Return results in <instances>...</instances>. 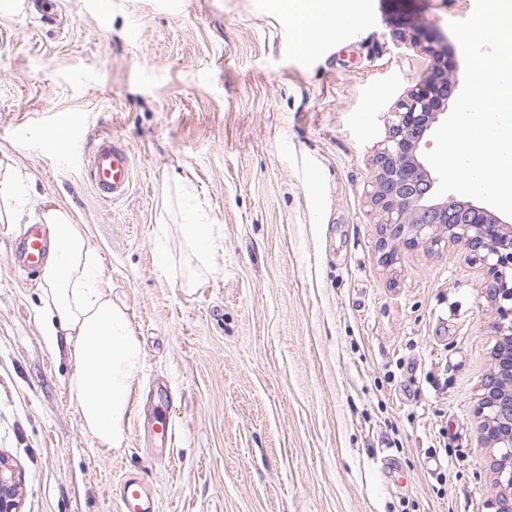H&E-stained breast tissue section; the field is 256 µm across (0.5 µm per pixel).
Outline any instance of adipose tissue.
Masks as SVG:
<instances>
[{"mask_svg":"<svg viewBox=\"0 0 512 512\" xmlns=\"http://www.w3.org/2000/svg\"><path fill=\"white\" fill-rule=\"evenodd\" d=\"M291 24L294 45L305 50L318 31L315 0H274ZM183 191L184 222L179 230L197 259L196 284L213 270L214 246L206 211L195 206L190 180H177ZM51 251L42 272L47 339L69 346V392L77 403L83 429L101 448L124 444L123 426L132 385L142 367V348L126 312L98 283L96 257L80 226L65 208L54 205L38 216Z\"/></svg>","mask_w":512,"mask_h":512,"instance_id":"ef3b65f1","label":"adipose tissue"}]
</instances>
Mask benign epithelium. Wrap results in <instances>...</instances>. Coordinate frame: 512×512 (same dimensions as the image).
Listing matches in <instances>:
<instances>
[{"mask_svg": "<svg viewBox=\"0 0 512 512\" xmlns=\"http://www.w3.org/2000/svg\"><path fill=\"white\" fill-rule=\"evenodd\" d=\"M448 64L405 92L390 111L375 154L370 197L379 212V259L391 266L399 246L435 248L463 241L486 268L485 295L494 303L499 336L493 371L474 408L482 444L500 449L493 462L502 490L491 508L512 512V225L483 206L434 196L435 179L419 157L421 142L448 108ZM11 461L0 457V512H20Z\"/></svg>", "mask_w": 512, "mask_h": 512, "instance_id": "obj_1", "label": "benign epithelium"}]
</instances>
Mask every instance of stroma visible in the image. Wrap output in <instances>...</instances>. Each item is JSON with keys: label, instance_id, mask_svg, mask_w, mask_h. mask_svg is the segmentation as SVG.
Returning a JSON list of instances; mask_svg holds the SVG:
<instances>
[{"label": "stroma", "instance_id": "1", "mask_svg": "<svg viewBox=\"0 0 512 512\" xmlns=\"http://www.w3.org/2000/svg\"><path fill=\"white\" fill-rule=\"evenodd\" d=\"M475 0H351L305 52L272 0H56L0 12V160L22 223L58 203L143 345L125 443L96 447L43 335L40 283L0 224V453L21 512H120L134 476L159 512H492L499 487L473 409L493 366L486 270L457 242L379 261L368 197L386 114L436 61L464 77L449 24ZM65 127L60 142L48 135ZM130 149L122 201L82 157ZM190 176L219 244L187 288L171 202ZM169 225L157 241V225ZM165 402L175 434L140 418ZM84 173L95 195L114 202L127 196L133 185V158L126 144L102 134L94 150L83 159Z\"/></svg>", "mask_w": 512, "mask_h": 512}]
</instances>
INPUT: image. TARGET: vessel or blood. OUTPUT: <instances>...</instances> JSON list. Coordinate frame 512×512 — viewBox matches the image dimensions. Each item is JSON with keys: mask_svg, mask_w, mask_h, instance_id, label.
Here are the masks:
<instances>
[{"mask_svg": "<svg viewBox=\"0 0 512 512\" xmlns=\"http://www.w3.org/2000/svg\"><path fill=\"white\" fill-rule=\"evenodd\" d=\"M84 173L95 195L114 202L127 196L133 185V158L126 144L109 134L100 135L94 150L83 159ZM50 242L40 225L25 227L10 254V265L22 279L39 273L47 258ZM122 512H158L156 498L134 477L121 482Z\"/></svg>", "mask_w": 512, "mask_h": 512, "instance_id": "obj_1", "label": "vessel or blood"}]
</instances>
